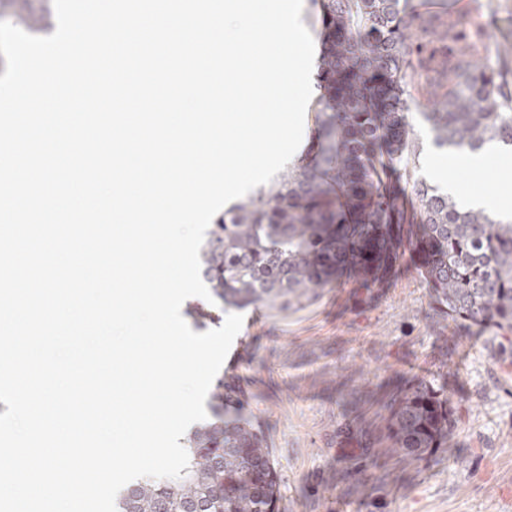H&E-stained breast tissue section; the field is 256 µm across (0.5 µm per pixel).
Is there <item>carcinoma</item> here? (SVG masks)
Segmentation results:
<instances>
[{
    "label": "carcinoma",
    "mask_w": 512,
    "mask_h": 512,
    "mask_svg": "<svg viewBox=\"0 0 512 512\" xmlns=\"http://www.w3.org/2000/svg\"><path fill=\"white\" fill-rule=\"evenodd\" d=\"M323 86L318 135L306 162L216 217L199 256L219 309L308 297L350 272L378 284L408 256L431 301L464 329L512 331V221L458 206L416 177L419 143L402 102L411 39L422 33L402 0H320ZM474 47L448 65V94L422 113L440 148L512 146V83ZM219 416L184 439L179 479L147 478L116 501L117 512H274V465L261 427L240 411L232 381L216 379ZM367 447L421 459L448 445L451 402L426 380L404 379Z\"/></svg>",
    "instance_id": "carcinoma-1"
}]
</instances>
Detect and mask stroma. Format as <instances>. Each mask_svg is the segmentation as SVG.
<instances>
[{
    "label": "stroma",
    "mask_w": 512,
    "mask_h": 512,
    "mask_svg": "<svg viewBox=\"0 0 512 512\" xmlns=\"http://www.w3.org/2000/svg\"><path fill=\"white\" fill-rule=\"evenodd\" d=\"M407 8L425 29L406 86L425 179L439 149L422 115L448 90L427 78L433 60L452 54L440 33L469 19L487 31L484 50H512V0H408ZM506 169L512 151L453 177L460 192L508 196ZM242 315L220 372L240 387L244 415L267 437L280 484L276 512H512V339L449 323L412 262L401 260L372 288L351 279ZM412 376L450 399L454 455L383 453L370 476L356 475L350 434L381 424L384 395Z\"/></svg>",
    "instance_id": "obj_1"
}]
</instances>
